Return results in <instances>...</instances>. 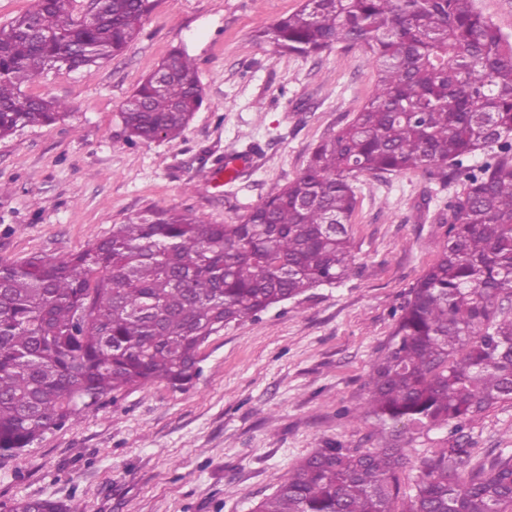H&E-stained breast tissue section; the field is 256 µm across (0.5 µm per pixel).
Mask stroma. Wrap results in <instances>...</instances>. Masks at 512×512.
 Wrapping results in <instances>:
<instances>
[{
  "mask_svg": "<svg viewBox=\"0 0 512 512\" xmlns=\"http://www.w3.org/2000/svg\"><path fill=\"white\" fill-rule=\"evenodd\" d=\"M301 3L159 0L124 54L28 85L70 109L0 139V260L74 253L113 225L165 210L237 224L294 178L377 79L357 46L298 55L257 41ZM179 47L198 67L201 108L178 137L128 142L124 101ZM241 154L236 180L218 186L198 174ZM457 190L421 171L361 176L349 279L212 335L189 384L107 395L79 422L0 456V512L25 498L73 500L85 512H251L316 449L371 447L360 414L371 368L448 238ZM466 432L472 463L512 452V405Z\"/></svg>",
  "mask_w": 512,
  "mask_h": 512,
  "instance_id": "obj_1",
  "label": "stroma"
}]
</instances>
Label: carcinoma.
<instances>
[{"label":"carcinoma","mask_w":512,"mask_h":512,"mask_svg":"<svg viewBox=\"0 0 512 512\" xmlns=\"http://www.w3.org/2000/svg\"><path fill=\"white\" fill-rule=\"evenodd\" d=\"M37 0L0 26V138L66 114L23 87L121 55L157 0ZM474 0H303L258 38L281 53L363 48L377 72L354 117L238 224L174 210L115 224L76 253L0 262V455L110 393L183 386L231 323L355 271L349 224L365 173L421 170L461 191L448 239L410 288L361 407L381 436L454 424L402 481V448H321L252 512H512V454L468 467L463 427L512 403V41ZM203 103L173 50L121 108L131 141L175 138ZM11 512H85L22 499Z\"/></svg>","instance_id":"cac0c4a2"}]
</instances>
